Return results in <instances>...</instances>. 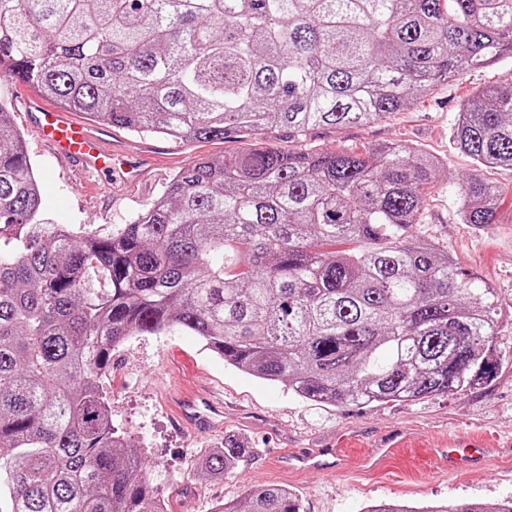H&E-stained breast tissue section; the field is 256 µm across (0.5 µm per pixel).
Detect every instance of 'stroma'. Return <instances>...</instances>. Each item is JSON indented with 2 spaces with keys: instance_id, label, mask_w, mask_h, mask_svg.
Listing matches in <instances>:
<instances>
[{
  "instance_id": "1",
  "label": "stroma",
  "mask_w": 512,
  "mask_h": 512,
  "mask_svg": "<svg viewBox=\"0 0 512 512\" xmlns=\"http://www.w3.org/2000/svg\"><path fill=\"white\" fill-rule=\"evenodd\" d=\"M512 72V59L492 63L445 82L408 110L371 125L319 128L299 141L274 129L258 136L238 132L223 138L176 143L154 135H135L104 121L73 120L126 154L133 174L117 172L111 186L98 184L76 163L57 157L41 139L24 101L32 90L17 80L0 79L15 127L39 178L45 210L57 224L107 236L131 223L162 196L173 176L205 158L219 159L259 142L281 151L361 150L381 143L421 145L444 159L448 172L424 197L425 234L448 249L478 287L494 289L501 307L499 330L512 344V169H491L487 178L499 190L495 223L476 228L458 218L459 183L475 168L449 139L462 99L499 84ZM100 386L112 407V424L142 446L154 483L174 512H213L220 503L238 504L248 487L277 484L299 494L303 512H362L373 501L396 499L418 506L464 499L494 503L512 498V454L491 456L460 472L448 469L442 449L457 438L512 441V360L497 377L462 394L421 401L363 406H328L302 399L282 383L247 376L204 349L191 334L174 329L134 336L112 353V371ZM201 389L223 401L222 428L199 436L179 425L174 402L183 392ZM408 432L411 447L371 457L373 445ZM351 434L338 456V471L283 468L292 447L317 448ZM241 440L252 454L235 475L203 481V456Z\"/></svg>"
}]
</instances>
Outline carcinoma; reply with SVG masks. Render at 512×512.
<instances>
[{
	"instance_id": "obj_1",
	"label": "carcinoma",
	"mask_w": 512,
	"mask_h": 512,
	"mask_svg": "<svg viewBox=\"0 0 512 512\" xmlns=\"http://www.w3.org/2000/svg\"><path fill=\"white\" fill-rule=\"evenodd\" d=\"M512 53V0H0V74L58 106L177 143L382 121ZM512 168V80L466 99L451 133ZM444 168L419 147L257 144L179 171L110 236L46 215L0 101V497L7 512H169L100 378L131 336L176 328L239 371L333 406L458 395L505 364L498 300L420 231ZM498 187L460 183L459 219ZM252 449L209 450L222 479ZM245 509L303 512L278 485ZM364 512H512V499Z\"/></svg>"
}]
</instances>
